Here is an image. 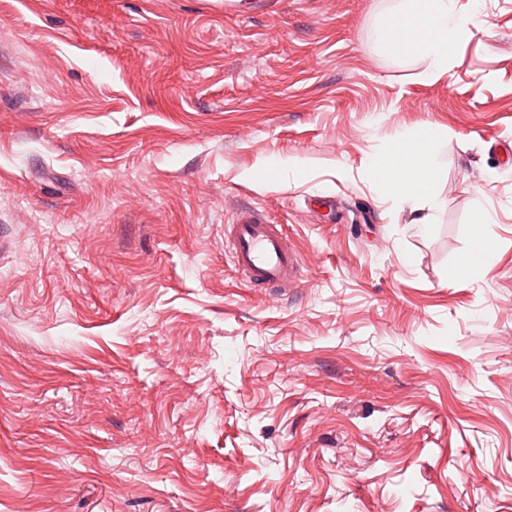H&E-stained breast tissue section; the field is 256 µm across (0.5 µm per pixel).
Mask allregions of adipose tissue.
Segmentation results:
<instances>
[{
    "mask_svg": "<svg viewBox=\"0 0 512 512\" xmlns=\"http://www.w3.org/2000/svg\"><path fill=\"white\" fill-rule=\"evenodd\" d=\"M473 15L463 13L458 0H402L395 11L380 18L376 42L390 56L415 55L425 63L420 79L435 82L448 73L452 49L472 33ZM440 133L431 129L414 137L393 136L394 151L382 156L364 173L365 180L379 185L386 200L414 204L417 223H434L441 202L436 194L443 162L437 146ZM493 215L476 203L469 250L458 268L467 277L487 267L494 246L485 232Z\"/></svg>",
    "mask_w": 512,
    "mask_h": 512,
    "instance_id": "obj_1",
    "label": "adipose tissue"
}]
</instances>
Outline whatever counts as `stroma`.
I'll return each mask as SVG.
<instances>
[{"instance_id":"stroma-1","label":"stroma","mask_w":512,"mask_h":512,"mask_svg":"<svg viewBox=\"0 0 512 512\" xmlns=\"http://www.w3.org/2000/svg\"><path fill=\"white\" fill-rule=\"evenodd\" d=\"M398 2L0 0V512H512V0L433 83ZM430 127L422 226L361 174ZM492 213L482 201H476L475 217L469 250L458 268L461 277H468L487 267L494 258V246L485 232L487 224H493ZM278 226L257 209L242 210L229 225V256L247 282L281 288L301 275L298 255Z\"/></svg>"}]
</instances>
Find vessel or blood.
Wrapping results in <instances>:
<instances>
[{
	"mask_svg": "<svg viewBox=\"0 0 512 512\" xmlns=\"http://www.w3.org/2000/svg\"><path fill=\"white\" fill-rule=\"evenodd\" d=\"M227 243L233 265L251 284L281 288L301 274L296 251L263 211L242 210L229 226Z\"/></svg>",
	"mask_w": 512,
	"mask_h": 512,
	"instance_id": "vessel-or-blood-1",
	"label": "vessel or blood"
}]
</instances>
